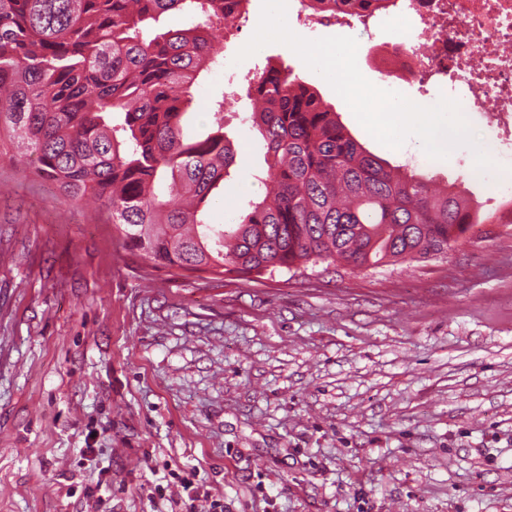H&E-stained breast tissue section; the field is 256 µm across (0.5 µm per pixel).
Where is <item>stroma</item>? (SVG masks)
<instances>
[{"instance_id":"1","label":"stroma","mask_w":512,"mask_h":512,"mask_svg":"<svg viewBox=\"0 0 512 512\" xmlns=\"http://www.w3.org/2000/svg\"><path fill=\"white\" fill-rule=\"evenodd\" d=\"M262 0L204 75L191 124L265 61L315 81L370 152L422 173L417 138L383 146L282 44L242 62ZM299 36L376 47L406 38L385 13ZM235 163L209 221L260 199L256 134L231 104ZM436 182L497 209L456 149ZM192 480L224 512H512V224H477L447 255L353 270L222 276L154 268L104 212L0 157V512H154L157 487Z\"/></svg>"}]
</instances>
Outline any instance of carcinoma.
I'll use <instances>...</instances> for the list:
<instances>
[{
  "instance_id": "carcinoma-1",
  "label": "carcinoma",
  "mask_w": 512,
  "mask_h": 512,
  "mask_svg": "<svg viewBox=\"0 0 512 512\" xmlns=\"http://www.w3.org/2000/svg\"><path fill=\"white\" fill-rule=\"evenodd\" d=\"M251 0H0V136L32 173L107 212L123 244L170 270L243 275L353 269L443 254L474 224H512L371 153L316 88L267 65L247 83L267 164L237 224L207 222L235 161L224 100L186 128ZM179 10L187 28L162 30Z\"/></svg>"
}]
</instances>
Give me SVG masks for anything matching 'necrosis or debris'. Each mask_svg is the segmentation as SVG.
<instances>
[{
    "label": "necrosis or debris",
    "instance_id": "4bbe7bcc",
    "mask_svg": "<svg viewBox=\"0 0 512 512\" xmlns=\"http://www.w3.org/2000/svg\"><path fill=\"white\" fill-rule=\"evenodd\" d=\"M400 12L411 36L382 46L379 72L446 78L465 111L489 113L488 154L512 144V0H401Z\"/></svg>",
    "mask_w": 512,
    "mask_h": 512
}]
</instances>
